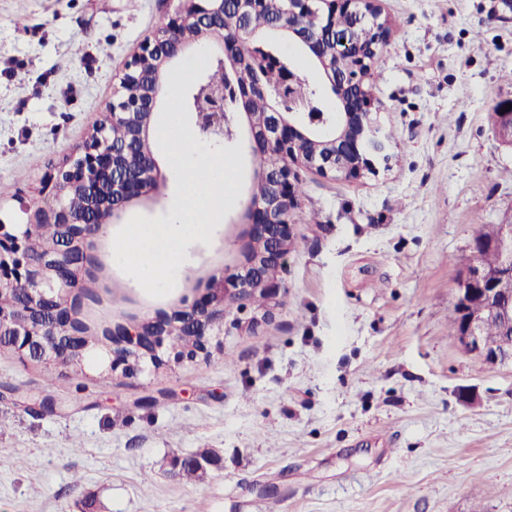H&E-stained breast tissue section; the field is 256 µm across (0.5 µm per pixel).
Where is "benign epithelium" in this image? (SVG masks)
<instances>
[{
	"label": "benign epithelium",
	"mask_w": 512,
	"mask_h": 512,
	"mask_svg": "<svg viewBox=\"0 0 512 512\" xmlns=\"http://www.w3.org/2000/svg\"><path fill=\"white\" fill-rule=\"evenodd\" d=\"M235 4L244 25L227 31L224 0H178L174 14L132 55L122 78L123 94L110 104L115 119L128 128V137L112 140L104 131H93L83 149L49 175L50 202L30 213L63 225L64 237L47 256L34 260L24 225L0 220V291L22 287L29 310L38 316L47 314L44 323L35 324L28 317L0 311V335L23 357L36 354L60 361L63 351L75 362L85 359L86 333L77 292L90 261L88 250L94 240L108 237L131 200L158 188L150 124L165 71L185 48L218 41L220 52L215 57L240 77L235 92L242 108L227 119L228 141L236 138V123L244 121L245 148L252 155H265L268 164L252 174L253 187L242 215L247 242L237 272L209 277L195 289L186 309L159 311L152 318L129 314L119 321L105 320L110 370L159 367L164 351L185 328L193 330V336L179 356L193 360L207 352L212 337L224 334L229 309L245 312L257 293L268 300L279 295L281 283L275 271L292 245L291 217L300 205L295 195L297 168L347 181L374 171L386 144L373 117L382 104L367 90L366 79L388 34L374 0H235ZM281 4L287 17L311 26L303 30L274 21L267 28L288 35L311 52L335 91L336 111L317 112L297 105L285 109L279 91L292 85L297 73L282 72L279 84L273 86L247 68V50L261 30L257 23ZM367 27L374 33L370 42L359 38L360 29ZM145 60L153 63L150 82L143 80ZM258 95L268 101L264 112L248 109L250 99ZM508 104L512 98L499 101L493 116L500 140L512 146V109L502 112ZM471 248L476 255L494 252L498 260L492 266L475 261L460 271L453 303L454 334L466 352L488 366L511 365L512 222L499 225L492 239L472 241ZM489 322L504 328L494 340L484 333Z\"/></svg>",
	"instance_id": "obj_1"
}]
</instances>
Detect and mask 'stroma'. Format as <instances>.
<instances>
[{"label":"stroma","mask_w":512,"mask_h":512,"mask_svg":"<svg viewBox=\"0 0 512 512\" xmlns=\"http://www.w3.org/2000/svg\"><path fill=\"white\" fill-rule=\"evenodd\" d=\"M177 5L0 0L1 220L45 204L44 177ZM376 6L389 35L368 87L387 160L351 182L299 169L280 295L196 360L131 375L0 348V512H512V366L466 353L448 325L475 229L512 221V147L491 116L512 98V0ZM188 60L156 130L206 70ZM242 201L188 244L192 279L239 259ZM89 275L118 310L161 304L111 255ZM182 456L211 459L206 482L174 477Z\"/></svg>","instance_id":"1"}]
</instances>
